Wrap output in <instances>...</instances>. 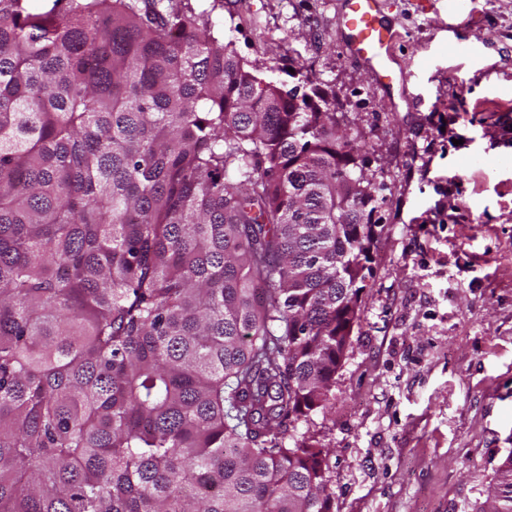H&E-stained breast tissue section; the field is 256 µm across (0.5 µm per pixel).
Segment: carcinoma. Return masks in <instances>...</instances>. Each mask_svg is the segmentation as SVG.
Returning <instances> with one entry per match:
<instances>
[{
	"mask_svg": "<svg viewBox=\"0 0 512 512\" xmlns=\"http://www.w3.org/2000/svg\"><path fill=\"white\" fill-rule=\"evenodd\" d=\"M265 70L182 0H0V512H331L379 202Z\"/></svg>",
	"mask_w": 512,
	"mask_h": 512,
	"instance_id": "carcinoma-1",
	"label": "carcinoma"
}]
</instances>
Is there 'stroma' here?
Masks as SVG:
<instances>
[{"mask_svg":"<svg viewBox=\"0 0 512 512\" xmlns=\"http://www.w3.org/2000/svg\"><path fill=\"white\" fill-rule=\"evenodd\" d=\"M188 2L271 80L319 84L367 144L372 274L306 427L331 512H474L512 449V0H387V87L346 50L340 0Z\"/></svg>","mask_w":512,"mask_h":512,"instance_id":"1","label":"stroma"}]
</instances>
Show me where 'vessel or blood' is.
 I'll return each instance as SVG.
<instances>
[{"label":"vessel or blood","instance_id":"b4317fda","mask_svg":"<svg viewBox=\"0 0 512 512\" xmlns=\"http://www.w3.org/2000/svg\"><path fill=\"white\" fill-rule=\"evenodd\" d=\"M384 6V0H343L337 17L350 56L367 63L381 83L392 77L391 46L398 38L383 20Z\"/></svg>","mask_w":512,"mask_h":512}]
</instances>
